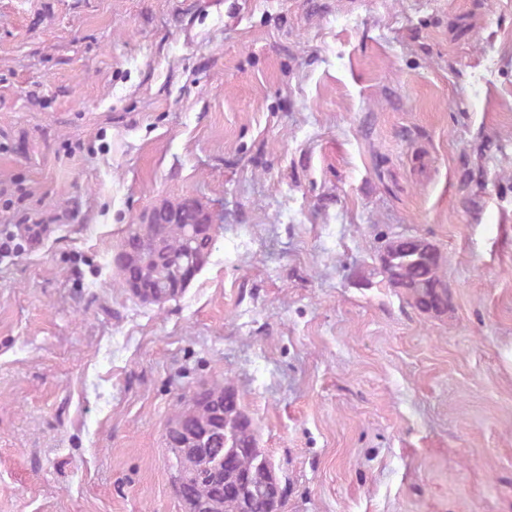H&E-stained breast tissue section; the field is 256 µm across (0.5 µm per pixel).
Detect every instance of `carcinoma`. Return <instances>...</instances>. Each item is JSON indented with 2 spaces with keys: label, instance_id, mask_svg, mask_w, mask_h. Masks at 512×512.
<instances>
[{
  "label": "carcinoma",
  "instance_id": "carcinoma-1",
  "mask_svg": "<svg viewBox=\"0 0 512 512\" xmlns=\"http://www.w3.org/2000/svg\"><path fill=\"white\" fill-rule=\"evenodd\" d=\"M219 226L198 199L185 196L151 209L142 231L127 224L112 255L125 291L157 293L192 283L213 253ZM377 267L390 287L419 311L448 314V284L440 274L442 256L421 236L387 237ZM165 445L180 473L178 497L204 505L200 512H279L285 497L281 482L271 484L255 451L252 419L234 386L224 380L198 383L180 397L168 419Z\"/></svg>",
  "mask_w": 512,
  "mask_h": 512
}]
</instances>
